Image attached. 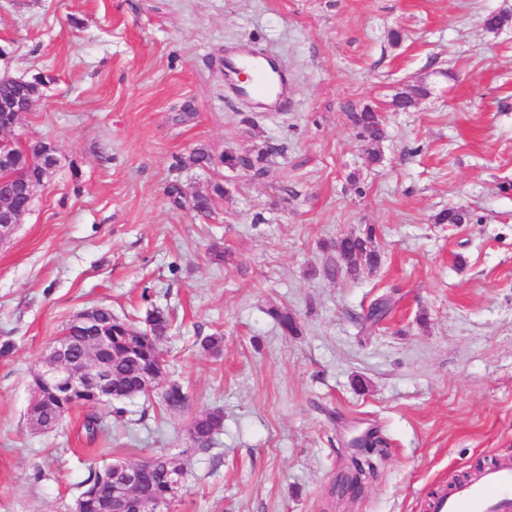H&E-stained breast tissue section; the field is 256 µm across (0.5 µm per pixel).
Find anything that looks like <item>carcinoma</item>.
Masks as SVG:
<instances>
[{"instance_id":"1","label":"carcinoma","mask_w":512,"mask_h":512,"mask_svg":"<svg viewBox=\"0 0 512 512\" xmlns=\"http://www.w3.org/2000/svg\"><path fill=\"white\" fill-rule=\"evenodd\" d=\"M430 94L427 85L417 82L409 84L405 90L394 95L391 106L396 111H404ZM350 121L356 137L364 143L367 160L377 163L382 155L380 144L386 137L382 116L371 107H364L350 114ZM43 147L42 142H24L13 148L18 166L8 171H0V184L15 187L30 183L37 178L36 169L31 162L39 157ZM280 151V148L267 145L254 155H242L226 151L219 161L204 148H196L189 156V161L200 167H213L220 164L232 172H250L255 176L264 173V162L269 156ZM169 196L174 205L182 207L190 203L192 210L198 215L207 216L213 210L216 201L230 197L229 188L220 181H214L207 192H195L191 196L183 194L179 186L174 185L169 190ZM471 220L470 213L460 207H451L440 211L435 218L438 224H465ZM337 267L345 269L350 275L359 273L361 265L376 267L380 264L381 255L375 247V235L369 228L361 235L341 237L334 244ZM146 327L136 328L132 323L119 317L112 319V325L106 329L112 343V381L126 389L125 398L142 396L139 390V378L145 373L158 377L164 375V364L160 362L163 353V342L171 328V317L167 311L153 307L147 311ZM187 394L176 381L169 384L164 396L163 405L170 411H181L186 407ZM224 416L216 410L196 415L190 423L188 432L192 440L201 448L211 445L214 435L223 428ZM151 469L144 490L155 495H161L167 488V474L178 470L172 458L165 454L148 457Z\"/></svg>"}]
</instances>
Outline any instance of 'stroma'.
I'll list each match as a JSON object with an SVG mask.
<instances>
[{
	"label": "stroma",
	"instance_id": "stroma-1",
	"mask_svg": "<svg viewBox=\"0 0 512 512\" xmlns=\"http://www.w3.org/2000/svg\"><path fill=\"white\" fill-rule=\"evenodd\" d=\"M228 47L267 49L293 110L232 95ZM40 74L18 131L60 164L0 245V512H71L90 471L156 453L183 472L174 512H426L512 460V0H0V77ZM416 82L429 96L393 111ZM366 105L386 125L376 164L347 118ZM268 144L258 177L176 164ZM225 177L210 217L168 196ZM452 206L472 222L435 223ZM369 229L377 268L327 275L336 239ZM155 305L186 409L157 393L119 422L101 407L94 438L82 409L31 428L32 374L75 313ZM214 333L216 355L198 343ZM212 410L202 449L188 428ZM367 433L388 450L339 497ZM224 416L216 410L196 415L190 423L188 432L192 440L201 448L209 447L214 435L223 428Z\"/></svg>",
	"mask_w": 512,
	"mask_h": 512
}]
</instances>
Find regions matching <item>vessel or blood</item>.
Listing matches in <instances>:
<instances>
[{"mask_svg":"<svg viewBox=\"0 0 512 512\" xmlns=\"http://www.w3.org/2000/svg\"><path fill=\"white\" fill-rule=\"evenodd\" d=\"M268 56L260 51L224 55V67L234 77L231 92L258 100L266 108L287 111L290 105L288 76H269ZM427 512H512V462L503 461L480 469L470 478L455 482L429 496Z\"/></svg>","mask_w":512,"mask_h":512,"instance_id":"obj_1","label":"vessel or blood"}]
</instances>
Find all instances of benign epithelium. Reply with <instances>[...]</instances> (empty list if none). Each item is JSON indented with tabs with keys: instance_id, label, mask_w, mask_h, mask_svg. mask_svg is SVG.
<instances>
[{
	"instance_id": "obj_1",
	"label": "benign epithelium",
	"mask_w": 512,
	"mask_h": 512,
	"mask_svg": "<svg viewBox=\"0 0 512 512\" xmlns=\"http://www.w3.org/2000/svg\"><path fill=\"white\" fill-rule=\"evenodd\" d=\"M18 92L12 96L0 98V112L8 120H0V140L21 142L23 136L16 133L21 116L30 111L39 92L40 82L17 79ZM59 158L56 148L49 146L36 161L41 178L45 179L56 170ZM0 216L6 222L0 224V240L7 238L21 221L22 215L11 207V201L0 197ZM108 313L106 307H96L80 311L73 315L70 324L85 331L93 340L96 352L110 351L109 340L99 335L98 313ZM69 331L65 330L54 339L46 350L37 370L38 379L45 390L43 402L46 410L54 416V424H59L74 408L96 405L112 397V369L110 364L94 357L90 361L73 360L69 355ZM146 465H131L115 462L105 469L112 482V504L104 506L103 512H115L111 506L123 509V512H173L181 488V478H170L169 488L161 497H137L134 490L143 482ZM361 488L359 473L351 470L343 474L336 484V493L346 495Z\"/></svg>"
}]
</instances>
